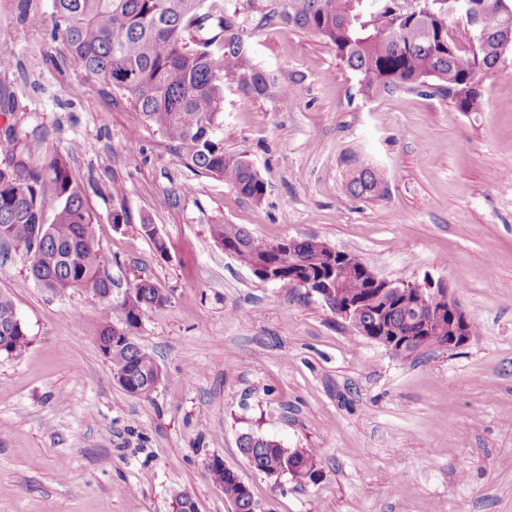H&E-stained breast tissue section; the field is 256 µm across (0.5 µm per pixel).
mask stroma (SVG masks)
<instances>
[{"label":"stroma","instance_id":"35a3bbf8","mask_svg":"<svg viewBox=\"0 0 512 512\" xmlns=\"http://www.w3.org/2000/svg\"><path fill=\"white\" fill-rule=\"evenodd\" d=\"M243 9V38L277 91L224 82V148L266 184L261 201L178 157L124 97L63 66L60 43L0 0V55L14 119L46 125L75 161L96 214L112 297L56 294L0 242V292L31 339L0 355V512H234L208 469L223 459L255 512H512V67L482 81L484 107L439 94L374 99L316 35ZM294 87L283 97L279 88ZM377 169L375 200L342 190L349 155ZM130 221L112 222V184ZM177 205L160 200L181 186ZM269 242L314 236L379 277L443 281L474 335L454 351L393 358L302 288L257 279L216 246L212 224ZM155 225L167 252L141 231ZM141 279L168 296L136 342L160 383L126 393L98 346ZM319 451L316 482H273L238 448L242 434Z\"/></svg>","mask_w":512,"mask_h":512}]
</instances>
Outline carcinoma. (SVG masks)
Masks as SVG:
<instances>
[{"mask_svg":"<svg viewBox=\"0 0 512 512\" xmlns=\"http://www.w3.org/2000/svg\"><path fill=\"white\" fill-rule=\"evenodd\" d=\"M428 0L416 11L408 0H264V19L280 21L319 36L358 79L368 98L416 91L425 80L462 112L483 104V77L500 70L498 47L512 43V10L501 11L499 0H484L476 26L455 24L448 2ZM240 0H51V12L32 8V0H15L17 21L61 42L63 64L97 80L109 93L127 97L144 122L168 139L187 165L220 177L255 201L266 185L243 157L224 150V78L255 97L268 96L269 75L252 60L240 26ZM12 92L0 86V240L24 248L31 276L52 292L81 288L102 296L112 287L102 272L94 241L95 216L71 157L50 142L49 131H22L13 123ZM344 192L354 198L377 199L386 187L376 170L354 155ZM124 192L112 185L118 208L112 223H129ZM213 242L243 266L270 269L288 276V250L298 255V277L317 276L327 265L323 244L299 239L268 242L246 228L212 224ZM132 301L122 300V322L106 324L100 335L119 328L128 336L140 326L144 312L166 304L168 296L153 282L134 284ZM362 291L369 311L382 305L367 267L359 262L347 270L341 291ZM14 304L0 293V344L3 353L19 355L28 347ZM112 370L127 375L130 386L149 392L159 366L137 345L112 348ZM239 448L252 468L267 478L289 476L313 482L319 473L313 448H285L251 433ZM207 469L221 484L236 512H254L253 496L237 473L214 457Z\"/></svg>","mask_w":512,"mask_h":512,"instance_id":"obj_1","label":"carcinoma"}]
</instances>
